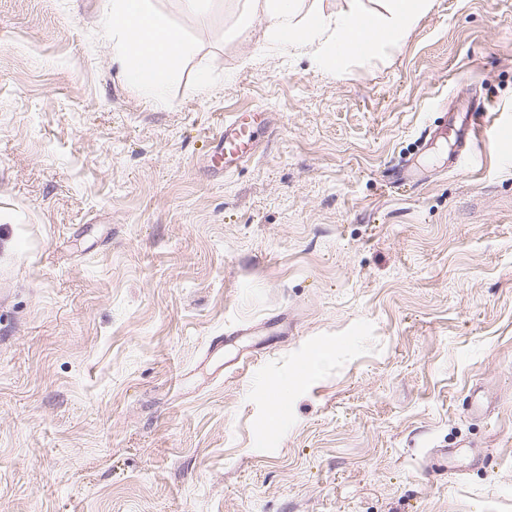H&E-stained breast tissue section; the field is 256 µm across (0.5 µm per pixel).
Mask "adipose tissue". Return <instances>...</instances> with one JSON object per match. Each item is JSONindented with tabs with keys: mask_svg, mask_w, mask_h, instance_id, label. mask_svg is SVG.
<instances>
[{
	"mask_svg": "<svg viewBox=\"0 0 512 512\" xmlns=\"http://www.w3.org/2000/svg\"><path fill=\"white\" fill-rule=\"evenodd\" d=\"M377 2L376 9L368 10L363 0H347L345 9L329 12L319 0H246L236 34L247 36L258 19L266 37L292 47L315 46L318 65H339L354 45L399 42L433 5L432 0ZM187 51L183 36L146 0H112V52L126 81L147 97L164 99L167 65Z\"/></svg>",
	"mask_w": 512,
	"mask_h": 512,
	"instance_id": "obj_1",
	"label": "adipose tissue"
}]
</instances>
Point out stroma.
Returning a JSON list of instances; mask_svg holds the SVG:
<instances>
[{
    "label": "stroma",
    "instance_id": "1",
    "mask_svg": "<svg viewBox=\"0 0 512 512\" xmlns=\"http://www.w3.org/2000/svg\"><path fill=\"white\" fill-rule=\"evenodd\" d=\"M148 5L162 104L112 0H0V512H512V140L424 141L472 96L512 127V0L338 71L233 37L245 0ZM145 0L112 1V52L127 82L161 100L169 80L165 64L189 51L183 36L150 10ZM213 139L216 141L214 154L224 157V164L244 161L253 153L251 130L245 123L238 124V119L220 127Z\"/></svg>",
    "mask_w": 512,
    "mask_h": 512
}]
</instances>
